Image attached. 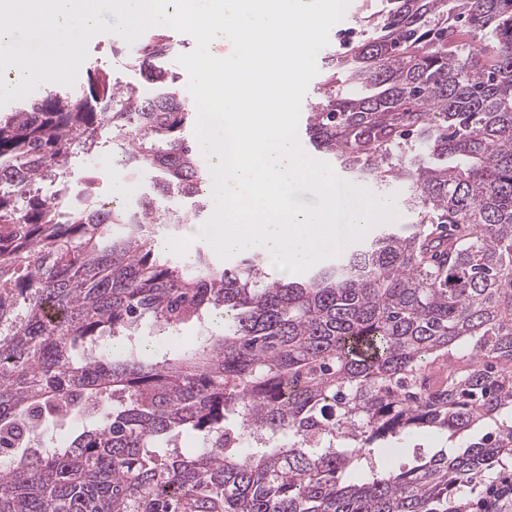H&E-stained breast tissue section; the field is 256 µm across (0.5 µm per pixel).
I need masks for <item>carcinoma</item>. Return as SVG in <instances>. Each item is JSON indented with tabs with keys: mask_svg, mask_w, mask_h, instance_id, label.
<instances>
[{
	"mask_svg": "<svg viewBox=\"0 0 512 512\" xmlns=\"http://www.w3.org/2000/svg\"><path fill=\"white\" fill-rule=\"evenodd\" d=\"M383 2L324 56L305 135L418 220L299 281L159 251L210 186L172 36L131 56L149 92L97 70L0 116V512H512L465 496L512 459V0ZM108 132L144 175L130 209L90 168L69 196ZM488 420L451 458L372 460ZM366 186L373 193L380 197H393L395 207L400 215L395 222H385L380 224H397L399 227H405L414 224L417 221V215L409 211L405 206V198L407 196L406 186L401 183H394L383 189H377L370 184H360Z\"/></svg>",
	"mask_w": 512,
	"mask_h": 512,
	"instance_id": "1",
	"label": "carcinoma"
}]
</instances>
